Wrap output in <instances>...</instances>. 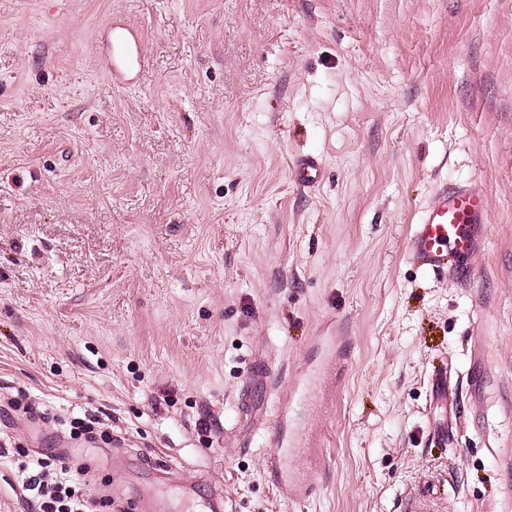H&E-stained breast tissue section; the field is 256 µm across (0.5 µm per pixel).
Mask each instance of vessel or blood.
I'll return each instance as SVG.
<instances>
[{
  "instance_id": "obj_1",
  "label": "vessel or blood",
  "mask_w": 512,
  "mask_h": 512,
  "mask_svg": "<svg viewBox=\"0 0 512 512\" xmlns=\"http://www.w3.org/2000/svg\"><path fill=\"white\" fill-rule=\"evenodd\" d=\"M107 40L117 48L118 58L106 59L104 71L115 69L138 71L144 66L145 53L140 33L125 25H112L107 32ZM296 181L303 186L317 183L323 176V164L319 157L304 155L293 163ZM488 199L481 184L469 182L441 189L434 199L420 212L416 224L406 240L405 252L408 259L418 269L435 275H446L457 282L474 279L477 269L474 258L481 255L487 245ZM313 376L310 371H300L291 383L288 394L278 405L275 444L277 453L272 455L270 466L278 476V486L283 496L293 498L310 497L313 485L300 483L282 475L284 455H296V437L290 436L288 408L294 399L302 396L311 386ZM433 404L447 406L450 397V379L447 372H436L431 381ZM152 473L154 482L143 485L139 490L142 503H151L156 483L170 481L172 472L166 461L156 462Z\"/></svg>"
}]
</instances>
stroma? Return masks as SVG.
Masks as SVG:
<instances>
[{"label":"stroma","instance_id":"35a3bbf8","mask_svg":"<svg viewBox=\"0 0 512 512\" xmlns=\"http://www.w3.org/2000/svg\"><path fill=\"white\" fill-rule=\"evenodd\" d=\"M121 19L147 64L125 86L98 56ZM327 175L303 188L292 160ZM477 181L489 230L467 285L410 264L443 185ZM347 337L331 410L268 467L290 378ZM450 368L452 410L430 402ZM250 393L248 414L238 398ZM0 512H30L23 452L100 411L122 438L69 450L93 495L155 512H512V0H0ZM456 420L458 444L431 443ZM211 419L202 433V419Z\"/></svg>","mask_w":512,"mask_h":512}]
</instances>
